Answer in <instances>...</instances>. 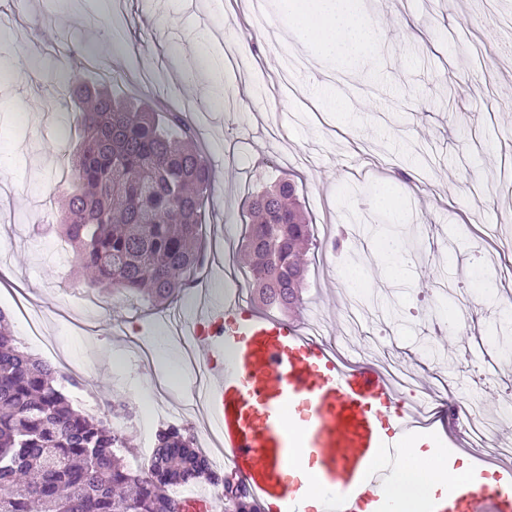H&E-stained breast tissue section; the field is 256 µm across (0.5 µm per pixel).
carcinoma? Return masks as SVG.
I'll return each instance as SVG.
<instances>
[{"label":"carcinoma","instance_id":"1","mask_svg":"<svg viewBox=\"0 0 512 512\" xmlns=\"http://www.w3.org/2000/svg\"><path fill=\"white\" fill-rule=\"evenodd\" d=\"M82 139L60 224L92 287L166 307L206 262L201 209L211 171L187 110L116 103L70 86ZM244 252L251 291L268 310L302 303L303 255L313 245L297 186L283 182L247 204ZM59 371L22 350L0 311V512H193L173 487L222 484L224 512H259L249 488L215 471L195 438L170 425L152 464L133 470L118 452L128 430L72 408Z\"/></svg>","mask_w":512,"mask_h":512}]
</instances>
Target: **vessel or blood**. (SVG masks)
Instances as JSON below:
<instances>
[{"label": "vessel or blood", "mask_w": 512, "mask_h": 512, "mask_svg": "<svg viewBox=\"0 0 512 512\" xmlns=\"http://www.w3.org/2000/svg\"><path fill=\"white\" fill-rule=\"evenodd\" d=\"M179 329L200 349L202 412L218 434L221 461L267 512H306L288 468L294 448L281 421L286 404L299 414L304 453L318 462L323 512H390L379 492L418 436L446 440L451 458L464 447L461 434L442 436L433 419L401 406L387 373L340 366L325 342L288 320L246 310L236 296L198 304ZM229 345L235 356L227 362ZM496 474L493 490L450 483L435 512H512V464L498 463Z\"/></svg>", "instance_id": "vessel-or-blood-1"}]
</instances>
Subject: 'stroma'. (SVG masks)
Returning <instances> with one entry per match:
<instances>
[{
	"mask_svg": "<svg viewBox=\"0 0 512 512\" xmlns=\"http://www.w3.org/2000/svg\"><path fill=\"white\" fill-rule=\"evenodd\" d=\"M252 0H43L38 14L14 4L0 27V95L23 96L5 136L15 143L10 176L0 183V267L52 317L47 335L85 366L78 379L99 398L135 407L155 377L140 342L157 343L172 386L159 402L171 423L190 399L179 368L176 332L166 312L88 290L71 249L56 253L46 230L72 188L69 161L80 134L67 93L71 78L102 80L113 95L190 101L206 147L213 190L203 205L201 244L210 253L209 293L246 284L240 220L247 196L285 175L319 245L306 260L303 305L284 312L324 321L323 339L353 364L414 375L404 407L442 396L462 413L488 417L512 391L507 317L497 291L512 286V12L500 0H363L387 39L354 67L323 63L288 27L285 0H267L256 23ZM134 40L113 56L92 27ZM41 49L29 60L26 41ZM224 60L223 107L200 90H168L165 74L192 71L196 45ZM336 97L342 107L328 111ZM407 180L397 178V171ZM386 182L405 214L403 231L372 223L365 185ZM352 234L333 248L339 228ZM392 239L409 262L384 271L380 247ZM458 313L463 325L438 333L436 320Z\"/></svg>",
	"mask_w": 512,
	"mask_h": 512,
	"instance_id": "obj_1",
	"label": "stroma"
}]
</instances>
